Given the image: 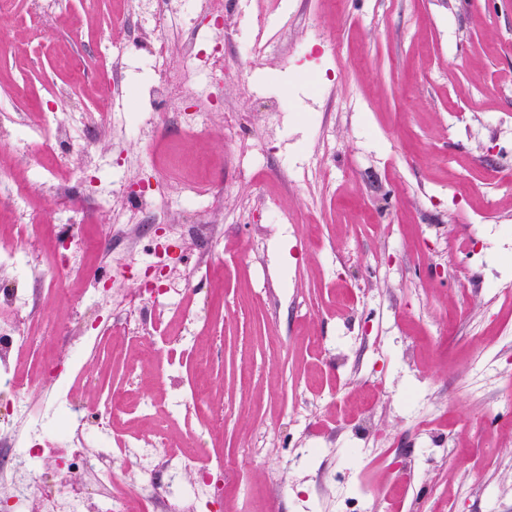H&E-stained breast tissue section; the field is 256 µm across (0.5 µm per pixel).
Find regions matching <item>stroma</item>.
Returning <instances> with one entry per match:
<instances>
[{
    "mask_svg": "<svg viewBox=\"0 0 512 512\" xmlns=\"http://www.w3.org/2000/svg\"><path fill=\"white\" fill-rule=\"evenodd\" d=\"M115 0H64L47 38L29 0L0 17V101L37 117L90 107L111 94L97 31ZM249 0L238 20H269L280 63L258 65L218 97L270 151L236 159L224 115L190 136L154 142L130 125L94 134L93 158L65 166L39 156L14 167L45 241L64 228L43 188L92 187L95 235L113 218V194L161 169L179 195L196 174L224 187V247L197 276L190 312L205 355L184 361L201 399L171 429L202 462L230 472L224 512H326L330 476L378 512H512V0ZM84 59L74 85L69 58ZM28 86L23 99L16 83ZM293 111L251 124L258 97ZM282 221L260 229L259 196ZM86 304L97 336L109 318L83 284L61 283L46 311L68 319ZM76 398L120 403L117 437L145 433L170 389L159 345L140 339L111 357L84 355L70 375ZM448 403L444 448L416 427L431 401ZM373 413L374 456H354L362 401ZM476 479L470 497L450 484Z\"/></svg>",
    "mask_w": 512,
    "mask_h": 512,
    "instance_id": "obj_1",
    "label": "stroma"
}]
</instances>
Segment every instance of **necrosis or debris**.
I'll list each match as a JSON object with an SVG mask.
<instances>
[{
	"instance_id": "necrosis-or-debris-1",
	"label": "necrosis or debris",
	"mask_w": 512,
	"mask_h": 512,
	"mask_svg": "<svg viewBox=\"0 0 512 512\" xmlns=\"http://www.w3.org/2000/svg\"><path fill=\"white\" fill-rule=\"evenodd\" d=\"M226 0H207L206 12L214 22L201 29L194 18L195 0H133L132 12L115 15L113 25L125 46H147L151 80L141 90L143 98L156 111L168 115L169 123L197 133L206 112L192 89L194 73L184 70L179 59L167 48V33L174 22L189 31L188 56L196 62L207 80H241L251 66L254 54H241L236 68L225 65V54L232 49L237 29L226 20ZM197 70V71H198ZM12 128L14 151L25 159L42 154L50 146L71 145L87 129L112 127V101L95 103L93 112L43 113L38 123L27 124L22 114H0V128ZM8 171L0 172V191L17 218L16 232L0 240V269L23 270L20 288L0 290V390L9 392L13 410L0 421V446L19 449L16 460L0 456V503L10 512H207L224 504V466L200 463L197 457L172 446L160 431L134 439L112 440V406L74 401L68 388V373L60 362L44 359L37 366L40 377L56 383L53 399L45 411H36L26 398L14 368L17 355L30 352L37 341L33 323L47 305L46 290L76 274L101 295L109 297L113 331L104 334V344L140 338L160 337L169 356H188L193 351L192 322L187 306L193 273L173 276L165 270L171 248L192 237L204 242L199 269H210L212 250L223 241L222 226L181 224L171 218L166 198L151 183L123 194V218L106 225L88 239L70 235L59 244L52 267H45L32 242L41 231L42 217L32 210L26 194L10 189ZM155 209L162 235L155 244L156 265L164 269L162 282L147 279L144 288L134 292H113L103 285L95 268L85 263L90 251L112 252L114 240H122L128 250L122 268L134 267L132 252L142 228V215ZM120 445L132 463L133 472L116 467L113 445ZM91 476L92 485L74 481V474Z\"/></svg>"
}]
</instances>
